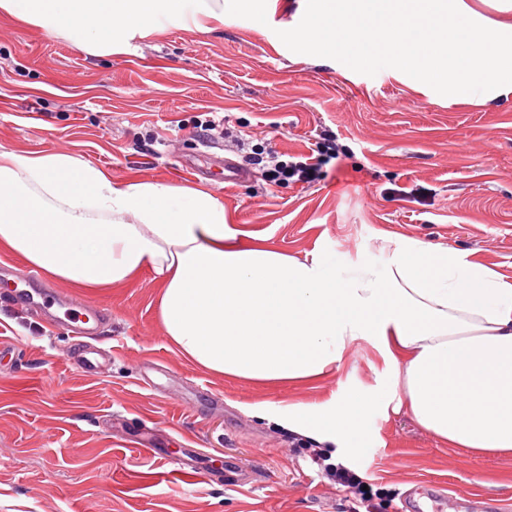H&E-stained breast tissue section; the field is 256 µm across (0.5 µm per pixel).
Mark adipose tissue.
Here are the masks:
<instances>
[{"label": "adipose tissue", "mask_w": 512, "mask_h": 512, "mask_svg": "<svg viewBox=\"0 0 512 512\" xmlns=\"http://www.w3.org/2000/svg\"><path fill=\"white\" fill-rule=\"evenodd\" d=\"M266 16V0H0V13L94 57L225 9ZM211 192L113 181L71 154L0 152V251L55 282L120 286L150 270L159 318L203 370L303 384L366 340L393 362L415 420L449 447L512 455V283L454 250L385 235L382 267H337L249 244ZM388 394L326 402L258 401L248 412L330 453H361L365 422Z\"/></svg>", "instance_id": "1"}]
</instances>
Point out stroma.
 <instances>
[{"mask_svg": "<svg viewBox=\"0 0 512 512\" xmlns=\"http://www.w3.org/2000/svg\"><path fill=\"white\" fill-rule=\"evenodd\" d=\"M263 24L229 10L212 31L169 28L94 58L59 36L0 15V152L62 151L113 180L198 187L257 243L341 265L380 266L378 237L441 245L512 282V92L443 96L405 73L375 76L290 51L278 30L298 0H269ZM224 119L205 141L195 125ZM339 156L311 183L251 171L224 183L225 159ZM28 265L0 253V512H351L311 443L251 416L258 400L323 402L395 386L375 346L347 347L308 386L214 377L182 359L157 315L150 271L105 291L53 285L111 313L81 336L21 306ZM111 352L99 376L69 362L83 344ZM349 467L382 489L383 512L419 491L443 512H512V458L441 444L407 408H379Z\"/></svg>", "mask_w": 512, "mask_h": 512, "instance_id": "stroma-1", "label": "stroma"}]
</instances>
